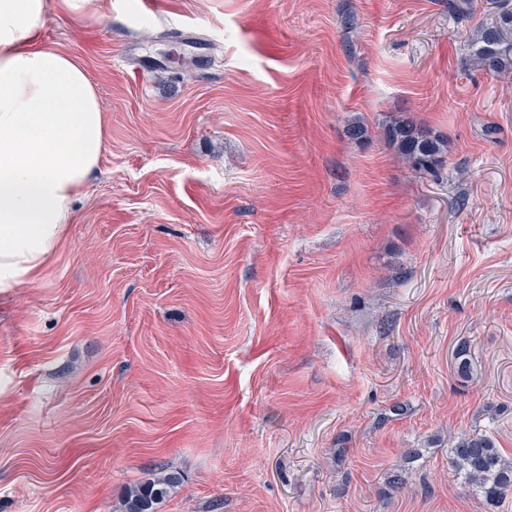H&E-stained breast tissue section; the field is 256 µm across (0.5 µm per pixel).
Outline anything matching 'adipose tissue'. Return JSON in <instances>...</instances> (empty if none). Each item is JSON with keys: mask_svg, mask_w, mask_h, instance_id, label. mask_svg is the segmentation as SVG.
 <instances>
[{"mask_svg": "<svg viewBox=\"0 0 512 512\" xmlns=\"http://www.w3.org/2000/svg\"><path fill=\"white\" fill-rule=\"evenodd\" d=\"M103 0H0V290L35 281L64 240L105 150L104 111L81 62L47 46L46 16Z\"/></svg>", "mask_w": 512, "mask_h": 512, "instance_id": "ef3b65f1", "label": "adipose tissue"}]
</instances>
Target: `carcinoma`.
Here are the masks:
<instances>
[{"label":"carcinoma","instance_id":"1","mask_svg":"<svg viewBox=\"0 0 512 512\" xmlns=\"http://www.w3.org/2000/svg\"><path fill=\"white\" fill-rule=\"evenodd\" d=\"M472 65L491 76L512 74V10H503L489 24L480 25L469 44ZM386 137L400 157L421 170L443 162L445 142L422 129L411 117L398 116L389 122ZM449 465L477 494L495 502L512 489V459L483 433H462L452 441ZM177 483L164 474L130 489L122 512H154L155 505Z\"/></svg>","mask_w":512,"mask_h":512}]
</instances>
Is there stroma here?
<instances>
[{
	"instance_id": "stroma-1",
	"label": "stroma",
	"mask_w": 512,
	"mask_h": 512,
	"mask_svg": "<svg viewBox=\"0 0 512 512\" xmlns=\"http://www.w3.org/2000/svg\"><path fill=\"white\" fill-rule=\"evenodd\" d=\"M457 2L45 18L107 145L0 292V512H121L162 471L156 512H512L448 466L465 432L512 457V78L468 48L512 0ZM402 113L446 139L434 173L387 143Z\"/></svg>"
}]
</instances>
